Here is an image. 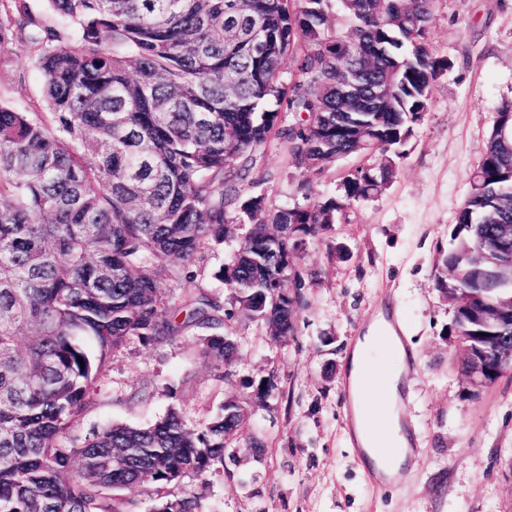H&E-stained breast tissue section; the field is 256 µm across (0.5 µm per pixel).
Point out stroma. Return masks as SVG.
Returning <instances> with one entry per match:
<instances>
[{"label": "stroma", "instance_id": "obj_1", "mask_svg": "<svg viewBox=\"0 0 512 512\" xmlns=\"http://www.w3.org/2000/svg\"><path fill=\"white\" fill-rule=\"evenodd\" d=\"M430 40L452 66L436 81L390 189L353 206L347 222L301 252L306 304L294 336L276 346L257 323L239 322L238 361L220 382L216 364L199 354L202 329L187 328L172 344L131 341L96 384L82 432L107 421L146 426L172 407L197 422L243 396L248 376L273 372L275 411L249 412L234 441L242 448L265 437V460L225 463L203 491L204 512H512V371L480 391L467 387L454 368L453 309L434 286L438 250L449 245L497 109L512 101V0H438ZM0 99L41 102L26 53L0 67ZM255 158L254 193L276 208L292 204L301 173L287 144L272 141ZM227 256L224 247L204 250L190 284L229 300L231 286L214 276ZM190 284L172 277L163 287L178 296ZM390 309L415 357L404 420L417 453L399 481L378 490L347 436L343 377L356 338Z\"/></svg>", "mask_w": 512, "mask_h": 512}]
</instances>
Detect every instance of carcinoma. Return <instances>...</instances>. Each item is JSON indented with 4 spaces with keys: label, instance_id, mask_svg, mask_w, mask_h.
Listing matches in <instances>:
<instances>
[{
    "label": "carcinoma",
    "instance_id": "1",
    "mask_svg": "<svg viewBox=\"0 0 512 512\" xmlns=\"http://www.w3.org/2000/svg\"><path fill=\"white\" fill-rule=\"evenodd\" d=\"M46 2L36 14L30 0H0V63L28 50L43 84L40 106L0 100V512H140L115 498L138 487L153 512H202L184 481L204 487L235 459L239 406L229 398L196 425L171 408L148 427L112 422L83 436L94 385L129 341L171 343L188 326L210 331L206 357L231 358L238 312L271 314L275 344L293 335L297 243L392 185L451 67L425 46L437 0ZM283 103L298 117L286 132L270 108ZM275 134L303 173V202L270 208L242 184ZM338 156L364 161L338 194L313 197ZM469 184L434 275L452 301L463 376L481 337L512 339V319L491 317L512 297L511 101ZM245 222L278 230L224 236ZM231 242L219 274L228 303L162 292L169 276L193 278L203 248ZM268 288L279 303L261 308Z\"/></svg>",
    "mask_w": 512,
    "mask_h": 512
}]
</instances>
